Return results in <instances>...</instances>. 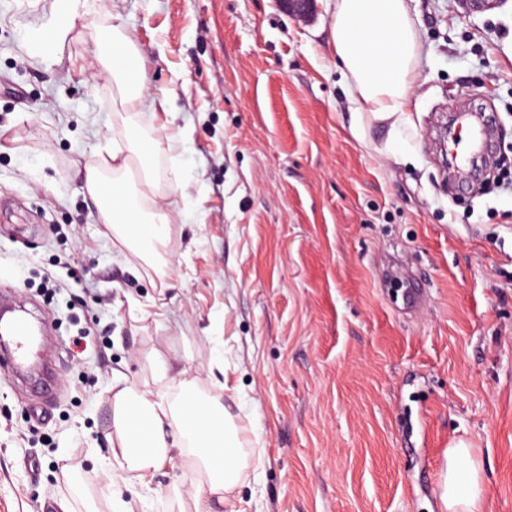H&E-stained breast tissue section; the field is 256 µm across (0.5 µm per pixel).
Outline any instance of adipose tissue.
I'll list each match as a JSON object with an SVG mask.
<instances>
[{"label": "adipose tissue", "mask_w": 512, "mask_h": 512, "mask_svg": "<svg viewBox=\"0 0 512 512\" xmlns=\"http://www.w3.org/2000/svg\"><path fill=\"white\" fill-rule=\"evenodd\" d=\"M331 45L358 101L369 104L379 120L408 124L406 105L421 44L407 0H336ZM106 68L123 101L142 100L144 84L136 75L141 63L126 37L113 35ZM128 139V149L112 151L114 177L108 187L123 205L110 211V221L123 241L150 247L166 237L170 204L157 201L151 211H143L128 178L129 161L139 159L143 181L151 183L150 160L160 142L133 132ZM178 387L179 396L172 402L161 392L119 391L112 445L131 480L138 482L172 461L176 452L192 448L197 475L192 483L194 512H214V503L237 485L246 466L242 443L221 404L199 395L192 382L179 381ZM145 441L150 444L146 450L141 447ZM218 444L224 447L219 462L210 454ZM440 488L446 512H486L482 464L465 444L448 449Z\"/></svg>", "instance_id": "1"}]
</instances>
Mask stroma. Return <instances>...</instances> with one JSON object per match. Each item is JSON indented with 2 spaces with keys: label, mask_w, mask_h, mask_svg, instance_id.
Masks as SVG:
<instances>
[{
  "label": "stroma",
  "mask_w": 512,
  "mask_h": 512,
  "mask_svg": "<svg viewBox=\"0 0 512 512\" xmlns=\"http://www.w3.org/2000/svg\"><path fill=\"white\" fill-rule=\"evenodd\" d=\"M55 2L0 0V287L53 324L57 379L39 397L0 373V512H193L184 457L141 485L100 464L114 387L170 391L160 359L240 432L223 512H444L460 441L489 512H512V170L472 184L439 139L445 114L485 110L512 163V0H408L422 51L396 133L350 101L335 0L307 22L276 0H88L34 52ZM116 25L151 103L112 104ZM129 126L161 142L155 261L84 181ZM47 272L82 284L48 299ZM75 316L97 330L82 352Z\"/></svg>",
  "instance_id": "35a3bbf8"
}]
</instances>
